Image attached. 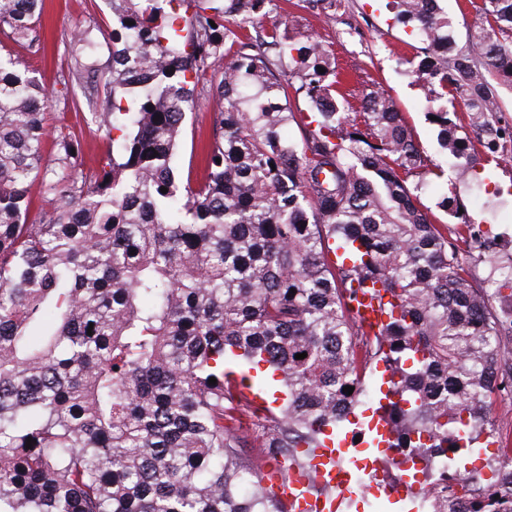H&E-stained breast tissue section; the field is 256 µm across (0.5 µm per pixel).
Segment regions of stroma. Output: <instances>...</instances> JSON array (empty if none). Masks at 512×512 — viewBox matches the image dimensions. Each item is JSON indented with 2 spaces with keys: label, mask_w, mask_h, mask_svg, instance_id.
<instances>
[{
  "label": "stroma",
  "mask_w": 512,
  "mask_h": 512,
  "mask_svg": "<svg viewBox=\"0 0 512 512\" xmlns=\"http://www.w3.org/2000/svg\"><path fill=\"white\" fill-rule=\"evenodd\" d=\"M269 19L287 24L297 36H312L330 46L351 85L381 89L393 98L398 112L414 130L424 157L444 171L425 193V205L434 206L448 184H455L461 202L480 221L482 230L489 236L512 240V153L491 165L490 177L484 183H455L437 131L425 116L424 91L398 61L399 55L414 54L419 39L392 20L383 0H338L332 7L323 6L319 0H274ZM80 31L98 44L96 61H106L104 44L112 33V0H44L38 46L13 44L9 51L53 90L48 124L76 136L81 145L77 168L86 171L111 152L112 141L103 127L89 119L95 109L90 100L91 83L74 85L65 96L59 93L60 80L72 65V40ZM223 72V62H216L197 88V106L187 117L175 158L179 174L197 178L202 173L201 148L211 141V115Z\"/></svg>",
  "instance_id": "stroma-1"
}]
</instances>
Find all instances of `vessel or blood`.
<instances>
[{
    "mask_svg": "<svg viewBox=\"0 0 512 512\" xmlns=\"http://www.w3.org/2000/svg\"><path fill=\"white\" fill-rule=\"evenodd\" d=\"M370 429L380 445L372 457L365 460L363 467L375 473L386 459L392 457L393 452L384 443L389 436L387 425L374 422ZM360 449V444L354 443L352 434L325 431L321 447L310 452L305 466H277L266 472L263 484L285 503L288 512H335L346 496L355 494L360 488L359 476L341 463L344 454ZM313 480L333 488V495H313L309 490V483Z\"/></svg>",
    "mask_w": 512,
    "mask_h": 512,
    "instance_id": "b4317fda",
    "label": "vessel or blood"
}]
</instances>
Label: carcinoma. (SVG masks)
I'll use <instances>...</instances> for the list:
<instances>
[{
  "label": "carcinoma",
  "instance_id": "carcinoma-1",
  "mask_svg": "<svg viewBox=\"0 0 512 512\" xmlns=\"http://www.w3.org/2000/svg\"><path fill=\"white\" fill-rule=\"evenodd\" d=\"M270 2L112 0L106 65L76 57L63 82L91 73L104 90L112 152L87 173L62 130L42 165L51 93L0 52V512H286L224 418L253 409L261 454L301 465L325 428L371 422L370 379L373 400L384 383L393 395L388 448L423 463L425 512L448 457L464 512H512L498 496L512 458L487 416L512 394V254L469 283L458 241L486 249L480 224L454 194L436 207L455 236L430 219L428 164L393 100L342 92L329 46L263 25ZM41 6L0 0V37L35 41ZM386 7L421 41L404 64L455 179L479 181L481 155L512 143L499 94L512 89V0H483L486 24L461 45L439 0ZM220 58L193 187L175 148ZM282 76L306 111L287 105ZM35 192L46 209L31 221ZM360 294L384 302L377 332L357 318ZM492 445L473 495L466 459Z\"/></svg>",
  "mask_w": 512,
  "mask_h": 512
}]
</instances>
